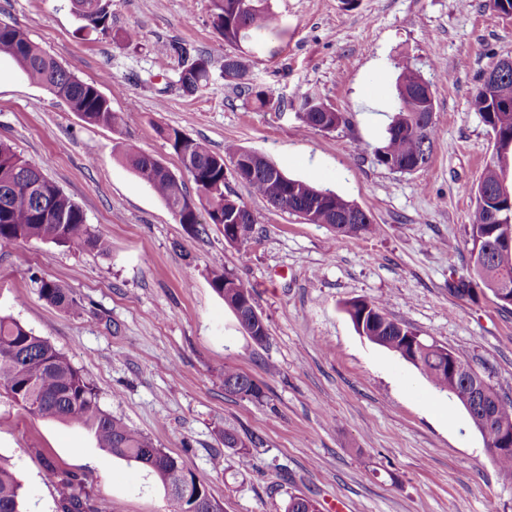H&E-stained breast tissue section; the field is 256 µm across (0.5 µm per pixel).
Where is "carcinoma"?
<instances>
[{
  "mask_svg": "<svg viewBox=\"0 0 512 512\" xmlns=\"http://www.w3.org/2000/svg\"><path fill=\"white\" fill-rule=\"evenodd\" d=\"M85 27L102 34L112 31V12L106 0H73ZM212 24L233 48L247 42L255 48L264 47L269 37L279 31V18L270 0H213ZM13 59L32 79L45 85L52 94L65 101L84 121L93 125L118 126L124 118L112 112L108 100L95 84L86 83L65 70L51 56L11 26L0 31V56ZM197 67L182 68L177 83L187 94L203 90L210 81V60L196 57ZM398 105L382 146L375 149L379 164L400 173L424 168L435 142L433 97L427 95L429 85L406 63L396 64ZM224 72L233 73V82L241 94L256 108L278 111L282 100L253 85L242 56H224ZM471 107L495 133L501 143L512 141V111L494 108L483 91H476ZM297 117L306 130L332 131L347 123L344 113L336 110L316 92L306 91L299 100ZM186 167L196 189L205 193L203 221L188 210L190 196L182 180L166 170L161 162L141 152L127 141L122 152L137 176L159 196L169 209L187 211L181 224L205 231V224L237 225L239 244L253 236L257 218L242 202L224 192V166L242 155L246 149L235 144L216 153L207 144L188 138L175 128L160 130ZM251 166L234 176L249 185L253 192L276 209L312 215V223L326 224L342 236H365L377 231L369 213L356 203L329 189L286 176L262 155L250 156ZM512 151L504 157L492 155L486 163L477 187V204L470 224L466 245L470 249L483 243L490 247L487 263L489 274L501 273L512 284V244L507 242L503 225L512 227ZM53 242L75 252L96 250L107 252L110 243L92 230L80 207L55 184L46 179L38 166L17 154L0 141V248H8L25 240ZM214 290L233 313H238L241 297L238 279L222 267L209 270ZM41 296L51 305L70 311L79 306L71 292L49 279L39 281ZM344 309L359 335L409 360L411 348L406 336L408 327H399L384 313L378 301L353 299ZM419 370L433 385L458 402L472 396L473 384L465 379L453 380L441 369V357L433 352L419 354ZM237 384L232 394L255 402L264 398L262 388L247 375L224 367V387ZM0 388L14 403L30 414L43 419H60L88 430L98 447L113 456L148 470L170 496L173 512H223L207 485L182 461L153 440L132 429L121 419L103 411L98 404L97 390L71 360L56 350L46 339L35 335L19 322L0 316ZM262 441L253 437L244 441L236 434L224 432V447L233 449L241 462L249 464L253 450ZM51 478L66 489L59 502L60 512H107V502L87 490L78 476L46 464ZM21 484L9 465L0 461V512H21ZM285 512H318L314 500L291 495Z\"/></svg>",
  "mask_w": 512,
  "mask_h": 512,
  "instance_id": "1",
  "label": "carcinoma"
}]
</instances>
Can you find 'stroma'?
I'll use <instances>...</instances> for the list:
<instances>
[{
	"label": "stroma",
	"mask_w": 512,
	"mask_h": 512,
	"mask_svg": "<svg viewBox=\"0 0 512 512\" xmlns=\"http://www.w3.org/2000/svg\"><path fill=\"white\" fill-rule=\"evenodd\" d=\"M281 32L245 57L251 82L282 97L261 111L224 78L229 48L212 0H112L127 43L84 29L71 0H0V22L82 81L96 84L118 128L86 123L0 59V140L83 210L111 249L73 252L32 240L0 251V314L47 339L99 392L100 407L179 457L224 512H284L289 495L320 512H512V481L492 463L463 407L412 364L362 338L343 310L381 300L385 313L461 352L512 402V307L491 294L461 298L450 281L471 269L465 244L494 134L470 108L484 76L512 57V17L490 0H271ZM176 42L211 60L209 85L176 84ZM429 84L437 139L428 165H379L397 104L396 60ZM317 89L348 124L302 132L297 97ZM175 128L223 152L234 143L288 177L330 189L367 211L378 231L344 237L270 206L234 176L228 193L255 214L246 247L221 225L193 234L121 154L124 140L186 178L159 135ZM253 295L269 334L256 344L212 288L209 268ZM51 279L77 298L65 312L39 293ZM259 384L254 402L225 392L221 371ZM264 445L242 466L224 431ZM0 458L22 485V512H59L46 462L76 473L111 512H169L147 470L98 448L86 430L30 415L0 394Z\"/></svg>",
	"instance_id": "1"
}]
</instances>
